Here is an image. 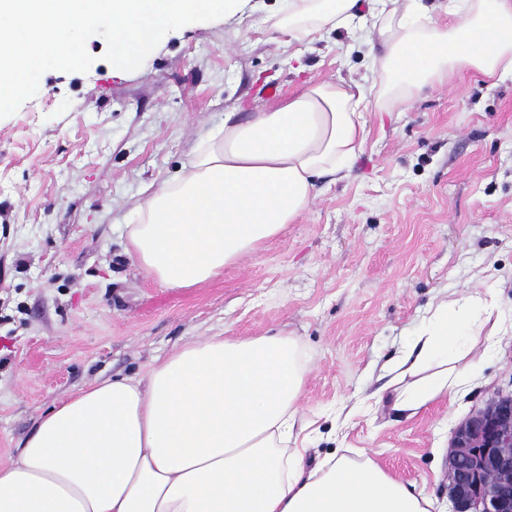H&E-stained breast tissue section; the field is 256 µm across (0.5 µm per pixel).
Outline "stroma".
Instances as JSON below:
<instances>
[{"mask_svg":"<svg viewBox=\"0 0 512 512\" xmlns=\"http://www.w3.org/2000/svg\"><path fill=\"white\" fill-rule=\"evenodd\" d=\"M285 4L250 0L241 22L168 32L133 72L91 36L88 72H45L0 118V464L91 382L209 336H295L307 463L362 454L451 512L453 431L512 392V336L469 388L412 418L382 369L442 299L512 309V72L459 70L369 113L361 151L317 179L295 224L202 286L163 287L127 254L133 214L225 113L249 117L306 83L373 81L369 28L291 43L272 29Z\"/></svg>","mask_w":512,"mask_h":512,"instance_id":"35a3bbf8","label":"stroma"}]
</instances>
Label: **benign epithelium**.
<instances>
[{"label": "benign epithelium", "instance_id": "1", "mask_svg": "<svg viewBox=\"0 0 512 512\" xmlns=\"http://www.w3.org/2000/svg\"><path fill=\"white\" fill-rule=\"evenodd\" d=\"M448 497L453 512H512V395L454 430Z\"/></svg>", "mask_w": 512, "mask_h": 512}]
</instances>
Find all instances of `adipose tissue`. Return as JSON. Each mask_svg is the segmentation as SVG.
I'll list each match as a JSON object with an SVG mask.
<instances>
[{
    "instance_id": "obj_1",
    "label": "adipose tissue",
    "mask_w": 512,
    "mask_h": 512,
    "mask_svg": "<svg viewBox=\"0 0 512 512\" xmlns=\"http://www.w3.org/2000/svg\"><path fill=\"white\" fill-rule=\"evenodd\" d=\"M439 26L423 0H288L292 40L371 23L375 80L305 85L247 121L235 113L188 166L140 205L129 253L167 288L223 274L307 209L315 180L343 172L366 115L412 101L448 74L512 72V0H448ZM469 298L434 306L386 366L394 407L416 416L474 378L493 335ZM306 367L292 336H210L142 376L88 384L54 405L0 465V512H431L372 459L331 454L306 468L296 446Z\"/></svg>"
}]
</instances>
